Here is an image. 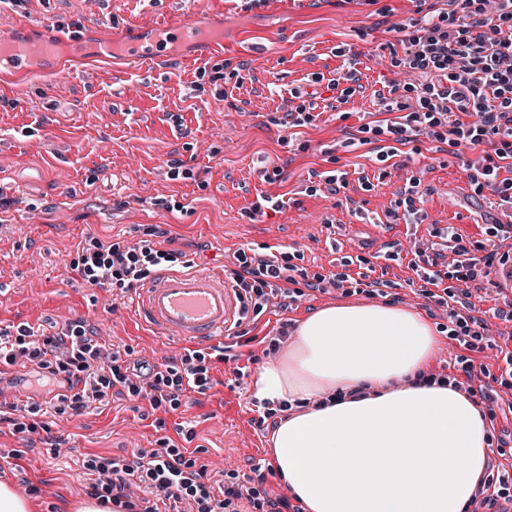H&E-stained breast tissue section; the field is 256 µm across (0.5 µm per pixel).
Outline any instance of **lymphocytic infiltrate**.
Segmentation results:
<instances>
[{
  "mask_svg": "<svg viewBox=\"0 0 512 512\" xmlns=\"http://www.w3.org/2000/svg\"><path fill=\"white\" fill-rule=\"evenodd\" d=\"M452 12L438 16L411 18L397 26L404 47L393 64L427 75L419 85L393 86L381 97L382 111L399 113L391 124L365 125L362 133L392 135L395 143L406 144L410 133L423 132L447 143L456 152L495 143V157L475 167L470 179L477 188H489L502 202L512 205V177H501L505 161H512V0H453ZM470 122H461V115ZM439 251L417 253L410 268L422 282V296L445 310L451 327L449 334L460 346L474 349L482 341L483 321L473 314L470 301L473 288L479 287L484 270L498 255L490 251L472 255L463 238L444 228ZM172 250H159L147 242L120 245L86 239L70 262L86 287L128 291L156 271L178 262ZM452 268L456 281L452 289H442V271ZM230 278L238 290L243 312L260 315L269 304L287 309L300 297L297 279L290 266L274 254L239 253ZM27 361L44 373L75 381L77 389L57 399V414H73L89 404L108 399L114 387L147 399L152 408H177L185 389L206 390L212 379L206 357L196 350L186 351L180 365L157 371L136 363L122 365L118 354L99 345L90 327L74 322L56 334L39 335L26 324L15 329H0V364ZM458 375L449 384L476 398L487 411L498 406V394L480 384L486 365L458 357ZM87 468L95 480L85 492L101 503H113L133 512L131 488L145 489L155 502L144 512H161L168 500H190L196 512H241V500L269 512H287V499L258 501L256 488L239 481L226 485L221 496H214L202 481L203 470L194 459L161 439L159 448L140 451L134 464L122 465L100 456L88 459Z\"/></svg>",
  "mask_w": 512,
  "mask_h": 512,
  "instance_id": "obj_1",
  "label": "lymphocytic infiltrate"
}]
</instances>
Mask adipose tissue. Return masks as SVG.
Masks as SVG:
<instances>
[{"label":"adipose tissue","instance_id":"1","mask_svg":"<svg viewBox=\"0 0 512 512\" xmlns=\"http://www.w3.org/2000/svg\"><path fill=\"white\" fill-rule=\"evenodd\" d=\"M441 342L420 314L385 304L297 321L253 398L275 418V465L306 512H465L490 432L470 398L427 375Z\"/></svg>","mask_w":512,"mask_h":512}]
</instances>
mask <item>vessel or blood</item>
Wrapping results in <instances>:
<instances>
[{
  "instance_id": "b4317fda",
  "label": "vessel or blood",
  "mask_w": 512,
  "mask_h": 512,
  "mask_svg": "<svg viewBox=\"0 0 512 512\" xmlns=\"http://www.w3.org/2000/svg\"><path fill=\"white\" fill-rule=\"evenodd\" d=\"M207 16L192 23L169 19L152 25L148 39L116 42L112 30L98 27L95 45L98 56L116 55L125 61L150 62L164 57L166 43L206 42L214 52L224 50L223 39L213 37ZM5 45L7 69L27 77L35 76V63L52 64L63 56L86 54L83 40L59 32L47 33L34 41L26 35L0 36ZM138 320L156 333L191 343H217L227 340L241 315L236 288L223 270L183 267L158 272L137 288L134 299Z\"/></svg>"
}]
</instances>
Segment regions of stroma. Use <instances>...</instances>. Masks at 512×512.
Returning <instances> with one entry per match:
<instances>
[{"mask_svg": "<svg viewBox=\"0 0 512 512\" xmlns=\"http://www.w3.org/2000/svg\"><path fill=\"white\" fill-rule=\"evenodd\" d=\"M449 0H0V31L37 20L93 43L95 25L112 24L115 40L142 38V23L166 17L212 16L223 56L205 45H173L163 61L143 65L116 59L64 60L55 78H7L0 88V328L26 323L55 332L84 321L99 343L131 360L165 369L185 345L154 335L135 317L132 293L84 287L70 261L90 237L102 242L150 239L180 252L186 264L230 266L239 251L272 248L308 277L342 272L390 282L402 308L447 327L445 312L423 306L408 286L418 248L454 226L467 245L512 253V240L489 225L512 213L490 190H476L469 165L475 149L456 156L450 146L419 135L387 161L378 143L358 144L360 127L384 124L378 104L392 85L420 83L418 73L393 66L402 55L396 27L417 11L446 12ZM243 65V82L212 80L218 61ZM356 67L363 89L337 102L331 84ZM304 94L313 120L292 128L278 120L292 91ZM189 170L175 179L170 163ZM339 170L347 185L331 192L310 185L311 171ZM420 179L419 224L390 221L398 191ZM278 199L257 214V198ZM488 287L474 291L486 341L471 351L445 339L433 373L454 374L467 354L498 375L501 351L512 350V328L495 318L512 302V281L491 266ZM361 288L304 290L292 308H268L246 327L247 343L219 360L203 346L213 384L185 390L177 409H152L121 393L79 415H43L45 431L32 443L0 424V449H17L16 466L0 481L27 497L31 512H77L80 486L93 482L88 457L126 463L138 449L170 438L205 472L214 495L225 484L260 471L268 497L287 496L269 441L270 413L252 399L259 371L277 364L284 322L344 302H380Z\"/></svg>", "mask_w": 512, "mask_h": 512, "instance_id": "obj_1", "label": "stroma"}]
</instances>
